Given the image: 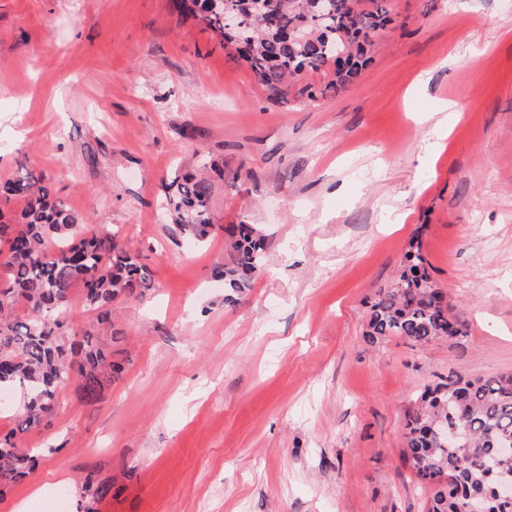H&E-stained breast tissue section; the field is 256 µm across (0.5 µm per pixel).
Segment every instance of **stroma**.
I'll return each instance as SVG.
<instances>
[{"instance_id":"stroma-1","label":"stroma","mask_w":512,"mask_h":512,"mask_svg":"<svg viewBox=\"0 0 512 512\" xmlns=\"http://www.w3.org/2000/svg\"><path fill=\"white\" fill-rule=\"evenodd\" d=\"M389 9L353 82L305 72L274 100L170 0H0V180L43 177L155 284L112 305L126 363L100 401L66 389L16 433L42 460L0 512H82L89 477L113 482L98 512H427L406 411L450 372L512 374V9ZM200 149L224 171L204 244L165 201ZM241 222L264 262L229 302L213 272ZM415 238L461 344L365 337Z\"/></svg>"}]
</instances>
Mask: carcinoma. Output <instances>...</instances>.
I'll list each match as a JSON object with an SVG mask.
<instances>
[{"label": "carcinoma", "instance_id": "1", "mask_svg": "<svg viewBox=\"0 0 512 512\" xmlns=\"http://www.w3.org/2000/svg\"><path fill=\"white\" fill-rule=\"evenodd\" d=\"M331 0L319 12L313 0H173L181 17L205 24L221 44L231 45L254 79L272 96L305 71L334 68L341 87L370 63L369 38L392 23L385 0ZM227 11L239 15L238 26L224 23ZM344 57L334 59L336 50ZM213 164L178 175L166 185V205L180 231L205 243L215 227L210 215ZM25 200L18 223L0 222V392L20 393L17 431L50 421L59 395L72 385L87 404L97 403L112 375L122 370L112 360V344L121 333L102 338L89 332L75 341L65 313L71 289L79 284L88 311L97 323L112 325V303L142 298L154 289L148 268L113 230L74 240L78 218L52 198L43 179L28 177L0 182V198ZM233 254L215 277L234 292L246 288L260 270L264 241L251 224L226 229ZM400 336L414 346L438 339L456 342L467 326L448 315L444 295L431 280L421 248L404 256L399 277L381 288L370 306L366 337L375 342ZM459 426L461 443L438 441L431 427ZM402 456L419 483L429 491L428 512H461L477 495L487 512H506L497 489L512 479V454L499 443L512 441V376L472 378L452 372L427 386L418 405L406 415ZM470 465L459 469V460ZM36 459L18 448L15 434L0 437V487L25 477Z\"/></svg>", "mask_w": 512, "mask_h": 512}]
</instances>
